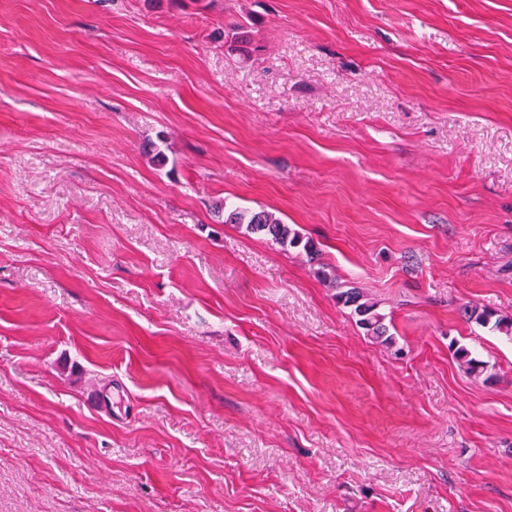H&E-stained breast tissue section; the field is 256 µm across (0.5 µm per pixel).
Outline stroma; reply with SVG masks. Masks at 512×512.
Masks as SVG:
<instances>
[{"mask_svg":"<svg viewBox=\"0 0 512 512\" xmlns=\"http://www.w3.org/2000/svg\"><path fill=\"white\" fill-rule=\"evenodd\" d=\"M466 306L512 316V0H0V512H512ZM226 222L231 224H246L251 233L260 234L280 247H302L310 257L318 254V248L313 240L304 237L289 224H284L272 213L260 210H231ZM336 299L346 307H351L353 314L358 317L357 324L373 338L392 343L393 336L388 334V326L384 323L385 316L377 311L378 305L367 294L357 288H339Z\"/></svg>","mask_w":512,"mask_h":512,"instance_id":"1","label":"stroma"}]
</instances>
